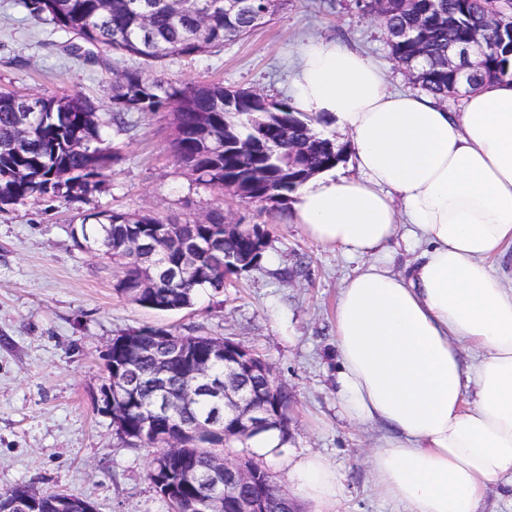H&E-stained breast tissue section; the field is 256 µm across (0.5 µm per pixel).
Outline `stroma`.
<instances>
[{"label":"stroma","mask_w":512,"mask_h":512,"mask_svg":"<svg viewBox=\"0 0 512 512\" xmlns=\"http://www.w3.org/2000/svg\"><path fill=\"white\" fill-rule=\"evenodd\" d=\"M314 38L361 51L393 87L409 89L380 18L360 13L354 0H290L223 48L152 64L104 50L94 61L73 58L67 35L31 18L21 0H0V88L82 96L97 110L105 145L119 152L111 181L81 205L29 199L0 211V491L66 493L96 512H168L147 478L151 452L117 439L96 402L106 345L148 325L230 337L270 364L291 395L289 434L274 456L253 459L284 491H295L290 461L318 455L339 475L337 512H405L374 485L378 431L352 419L339 394L336 301L357 262L317 245L291 222L289 207L243 203L194 181L175 162L165 113H128L123 131L111 121L110 68L279 98L287 94L289 60ZM80 209L180 222L217 210L236 224L267 225L270 242L260 268L223 292H202L181 311H155L115 291L110 258L75 244L71 219Z\"/></svg>","instance_id":"obj_1"}]
</instances>
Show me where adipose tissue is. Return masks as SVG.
Returning a JSON list of instances; mask_svg holds the SVG:
<instances>
[{"mask_svg": "<svg viewBox=\"0 0 512 512\" xmlns=\"http://www.w3.org/2000/svg\"><path fill=\"white\" fill-rule=\"evenodd\" d=\"M288 94L354 146L356 175L310 178L292 221L360 262L336 304L337 382L351 417L380 432L375 484L406 512H482L490 486L512 487V271L489 263L512 244V79L454 111L312 40ZM400 246L415 255L403 273ZM291 472L302 499L332 512L340 479L324 458Z\"/></svg>", "mask_w": 512, "mask_h": 512, "instance_id": "1", "label": "adipose tissue"}]
</instances>
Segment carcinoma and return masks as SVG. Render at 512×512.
I'll use <instances>...</instances> for the list:
<instances>
[{
  "instance_id": "obj_1",
  "label": "carcinoma",
  "mask_w": 512,
  "mask_h": 512,
  "mask_svg": "<svg viewBox=\"0 0 512 512\" xmlns=\"http://www.w3.org/2000/svg\"><path fill=\"white\" fill-rule=\"evenodd\" d=\"M29 15L71 35V53L91 48L158 61L193 57L257 28L254 17L270 20L288 0H23ZM362 12L382 16L389 54L409 70L412 85L445 102L456 93L448 76V34L457 41L475 36L486 45L473 68L474 86L512 74V0H356ZM112 119L124 112H164L171 128L176 163L195 181L227 189L246 202L273 207L287 204L311 176L343 161L345 148L321 128L330 120L298 112L286 98L254 89H229L221 83L172 85L139 70H112ZM96 109L76 94L64 98L18 95L0 89V210L27 199L60 198L81 202L112 176L118 152L98 146ZM71 229L79 247L96 250L119 268L114 288L141 306L179 311L194 305L200 291L239 278L260 265L269 244L253 238L246 225L224 232V215L173 223L178 244L164 253L133 250L128 243L152 237L164 221L149 213L80 212ZM185 269L172 282L171 267ZM112 338L110 364L129 362L128 378L138 403L112 420L115 435L131 447L152 450L148 479L171 512L192 508L200 487L182 486L183 468L206 467L207 458L243 446L259 434L232 418L209 396L162 419L144 431L139 408L154 398L157 356L185 347L192 338L172 328L145 326ZM192 359L205 360L217 336L193 337ZM167 387L184 385L182 365L168 366Z\"/></svg>"
}]
</instances>
